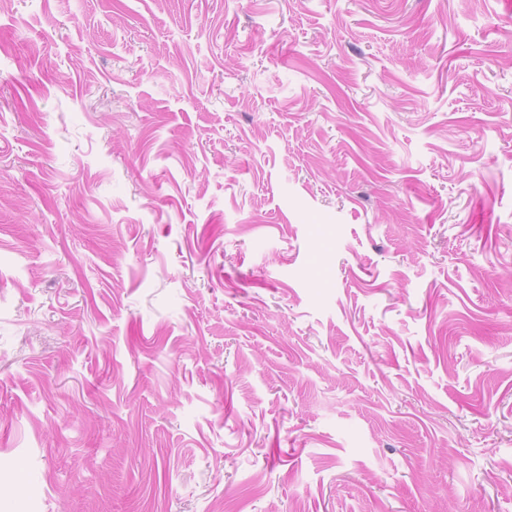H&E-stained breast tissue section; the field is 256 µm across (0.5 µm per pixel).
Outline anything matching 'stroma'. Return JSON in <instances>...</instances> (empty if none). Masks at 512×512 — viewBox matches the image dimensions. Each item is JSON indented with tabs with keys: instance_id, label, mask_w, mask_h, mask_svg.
<instances>
[{
	"instance_id": "obj_1",
	"label": "stroma",
	"mask_w": 512,
	"mask_h": 512,
	"mask_svg": "<svg viewBox=\"0 0 512 512\" xmlns=\"http://www.w3.org/2000/svg\"><path fill=\"white\" fill-rule=\"evenodd\" d=\"M512 0H0V512H512Z\"/></svg>"
}]
</instances>
